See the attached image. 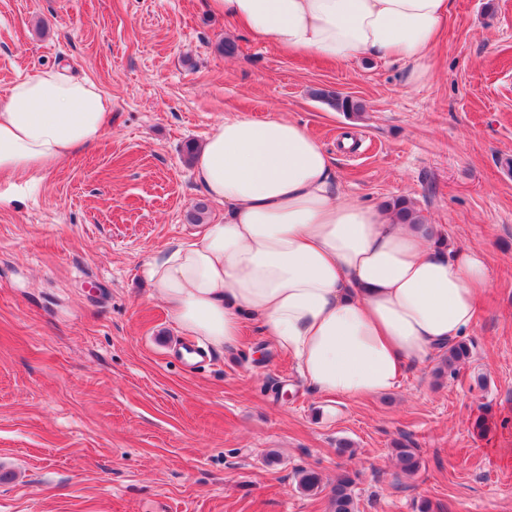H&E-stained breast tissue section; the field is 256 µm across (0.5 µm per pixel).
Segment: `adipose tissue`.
Returning a JSON list of instances; mask_svg holds the SVG:
<instances>
[{
  "label": "adipose tissue",
  "mask_w": 512,
  "mask_h": 512,
  "mask_svg": "<svg viewBox=\"0 0 512 512\" xmlns=\"http://www.w3.org/2000/svg\"><path fill=\"white\" fill-rule=\"evenodd\" d=\"M452 0H209L281 50L345 66L392 57L409 82ZM110 98L68 68L15 81L0 99V175L42 171L105 133ZM193 169L223 221L151 259L145 273L178 329L234 347L247 322L293 358L310 388L349 402L389 393L473 326L490 273L475 245L445 247L388 208L342 198L335 160L295 120L227 117Z\"/></svg>",
  "instance_id": "adipose-tissue-1"
}]
</instances>
